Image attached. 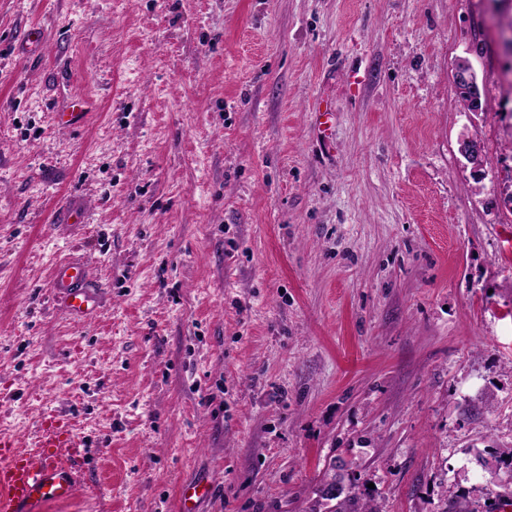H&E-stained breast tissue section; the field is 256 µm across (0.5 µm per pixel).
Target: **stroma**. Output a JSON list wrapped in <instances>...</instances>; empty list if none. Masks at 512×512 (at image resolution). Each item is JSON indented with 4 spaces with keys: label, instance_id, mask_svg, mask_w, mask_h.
Listing matches in <instances>:
<instances>
[{
    "label": "stroma",
    "instance_id": "stroma-1",
    "mask_svg": "<svg viewBox=\"0 0 512 512\" xmlns=\"http://www.w3.org/2000/svg\"><path fill=\"white\" fill-rule=\"evenodd\" d=\"M511 25L512 0H0V429L60 412L90 449L46 512H178L199 480L201 512H309L335 466L377 512L512 482ZM68 258L87 323L47 287ZM454 78L459 91L469 89L472 93L467 102L468 112H479L481 110V93L477 73L468 59H460L455 66ZM458 151L460 155L465 159L467 167H470L473 176L482 178L484 176V146L482 143L473 136L462 135V137L459 139ZM90 280L88 268L78 260H62L51 270L48 288L52 298L73 320H88L98 311L99 296ZM214 492L209 482L195 481L187 484L181 494L180 512H200L198 503L210 498Z\"/></svg>",
    "mask_w": 512,
    "mask_h": 512
}]
</instances>
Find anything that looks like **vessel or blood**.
<instances>
[{
	"label": "vessel or blood",
	"instance_id": "obj_1",
	"mask_svg": "<svg viewBox=\"0 0 512 512\" xmlns=\"http://www.w3.org/2000/svg\"><path fill=\"white\" fill-rule=\"evenodd\" d=\"M84 263L63 260L50 273L53 300L71 319L86 320L99 308V296L90 285ZM85 441L72 422L59 414H44L31 447L16 434L0 430V512H45L48 505L76 496L85 479ZM213 486L205 481L187 484L180 512H200Z\"/></svg>",
	"mask_w": 512,
	"mask_h": 512
}]
</instances>
